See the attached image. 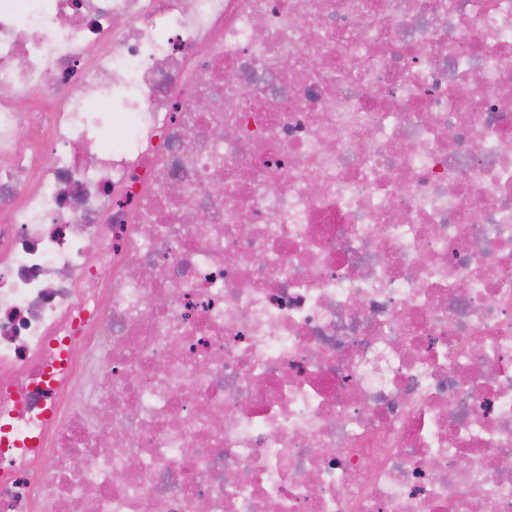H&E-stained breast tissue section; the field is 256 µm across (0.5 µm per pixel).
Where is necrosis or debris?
I'll use <instances>...</instances> for the list:
<instances>
[{
    "instance_id": "obj_1",
    "label": "necrosis or debris",
    "mask_w": 512,
    "mask_h": 512,
    "mask_svg": "<svg viewBox=\"0 0 512 512\" xmlns=\"http://www.w3.org/2000/svg\"><path fill=\"white\" fill-rule=\"evenodd\" d=\"M37 436L0 512H512V0H0Z\"/></svg>"
}]
</instances>
